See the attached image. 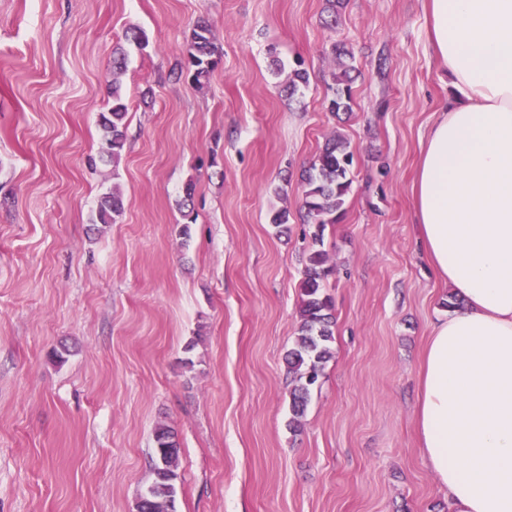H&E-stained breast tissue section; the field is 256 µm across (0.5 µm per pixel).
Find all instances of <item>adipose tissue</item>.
Returning a JSON list of instances; mask_svg holds the SVG:
<instances>
[{
	"label": "adipose tissue",
	"mask_w": 512,
	"mask_h": 512,
	"mask_svg": "<svg viewBox=\"0 0 512 512\" xmlns=\"http://www.w3.org/2000/svg\"><path fill=\"white\" fill-rule=\"evenodd\" d=\"M453 96L413 182L428 262L461 304L431 326L416 426L451 512H512V0H427Z\"/></svg>",
	"instance_id": "adipose-tissue-1"
}]
</instances>
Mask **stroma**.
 <instances>
[{
	"label": "stroma",
	"instance_id": "stroma-1",
	"mask_svg": "<svg viewBox=\"0 0 512 512\" xmlns=\"http://www.w3.org/2000/svg\"><path fill=\"white\" fill-rule=\"evenodd\" d=\"M0 0V512H136L153 431L177 434L176 512H449L415 429L419 371L448 287L412 184L453 89L424 0ZM206 18L207 87L173 80ZM119 166L100 158L112 50L128 27ZM360 74L335 117L331 46ZM304 60L294 98L273 60ZM355 153L327 225L334 356L301 432L285 355L314 225L301 174L325 139ZM119 188L125 210L93 223ZM288 209L287 230L271 224Z\"/></svg>",
	"mask_w": 512,
	"mask_h": 512
}]
</instances>
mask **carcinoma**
<instances>
[{
    "mask_svg": "<svg viewBox=\"0 0 512 512\" xmlns=\"http://www.w3.org/2000/svg\"><path fill=\"white\" fill-rule=\"evenodd\" d=\"M334 69L331 72L333 95L327 101V110L336 115L352 111L351 73L357 71L354 53L343 44L331 48ZM222 57V49L215 42L211 24L199 20L193 26L186 47V58L174 72L176 78L186 74L199 89L210 82L212 73ZM123 49L113 52L112 107L100 114L102 156L112 160L118 168L127 137L128 108L124 102L119 75L126 68ZM308 73L297 67L288 73L285 87L293 96L307 86ZM354 152L342 137L333 134L326 139L317 159L302 175L304 210L303 221L317 226L313 243H322L326 225L334 224L343 215L346 199L351 191V168ZM124 203L121 193L112 189L98 200L96 222L112 224L122 215ZM326 251L313 249L307 254L303 278L300 282V326L294 347L288 350L285 361L292 376L290 391L291 417L288 429L297 432L307 409L311 392L319 382L324 363L332 357L334 339V305L325 292L324 281L331 273ZM153 482L140 495V512H175L178 478V447L170 426L158 425L154 430V448L150 456Z\"/></svg>",
    "mask_w": 512,
    "mask_h": 512,
    "instance_id": "obj_1",
    "label": "carcinoma"
}]
</instances>
